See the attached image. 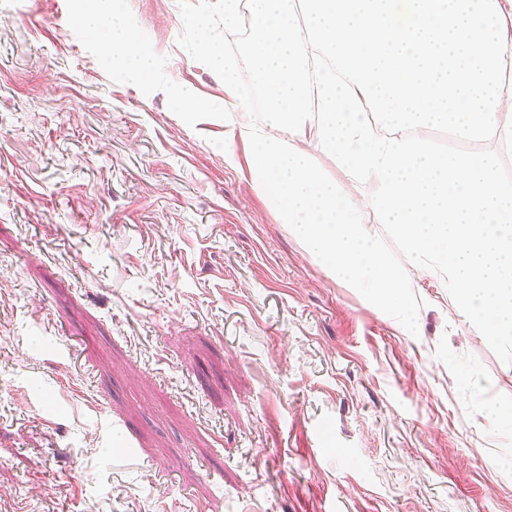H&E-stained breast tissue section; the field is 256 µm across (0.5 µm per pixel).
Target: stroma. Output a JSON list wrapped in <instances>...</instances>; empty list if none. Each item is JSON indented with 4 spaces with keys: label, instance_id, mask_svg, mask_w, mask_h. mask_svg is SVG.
Returning a JSON list of instances; mask_svg holds the SVG:
<instances>
[{
    "label": "stroma",
    "instance_id": "obj_1",
    "mask_svg": "<svg viewBox=\"0 0 512 512\" xmlns=\"http://www.w3.org/2000/svg\"><path fill=\"white\" fill-rule=\"evenodd\" d=\"M182 28L0 0V512H512V365L442 276L405 266L414 336L321 267Z\"/></svg>",
    "mask_w": 512,
    "mask_h": 512
}]
</instances>
